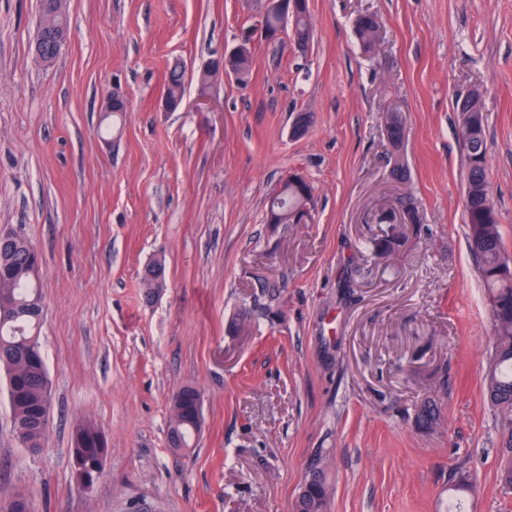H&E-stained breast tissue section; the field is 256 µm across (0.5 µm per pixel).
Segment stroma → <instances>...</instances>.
Segmentation results:
<instances>
[{
	"mask_svg": "<svg viewBox=\"0 0 512 512\" xmlns=\"http://www.w3.org/2000/svg\"><path fill=\"white\" fill-rule=\"evenodd\" d=\"M314 39L257 42L247 83L202 91L258 0H67L69 36L40 63V0H0V232L42 256L40 341L52 380L43 448L20 447L0 380V512H292L328 458L330 512H512L500 417L484 399L490 319L467 246L455 100L479 90L500 233L512 254V0H309ZM380 25L361 51L357 16ZM183 74V105L162 89ZM119 89L128 109L104 115ZM408 183L390 177L389 112ZM305 134L294 137L298 114ZM303 224L272 225L289 175ZM412 192L419 224H376ZM165 265L147 297L144 267ZM278 314L253 309L259 278ZM203 394L192 453L168 445L172 395ZM110 452L72 480L80 418ZM164 88L167 91L163 93L161 99L164 109L169 112H174L180 109L183 103V98H173L169 95L177 96L184 94L181 75L174 71L170 75ZM314 210L313 187L306 180L295 185L286 179L270 199L266 223L301 224Z\"/></svg>",
	"mask_w": 512,
	"mask_h": 512,
	"instance_id": "35a3bbf8",
	"label": "stroma"
}]
</instances>
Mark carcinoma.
Instances as JSON below:
<instances>
[{"mask_svg":"<svg viewBox=\"0 0 512 512\" xmlns=\"http://www.w3.org/2000/svg\"><path fill=\"white\" fill-rule=\"evenodd\" d=\"M365 52L379 41L380 25L373 14L359 16L354 25ZM299 43L306 46L312 38L309 12L302 10L294 19ZM474 107L471 112L456 108L457 123L464 151V211L469 227L468 250L477 264L489 310L493 350L489 363L487 399L503 417L507 454L501 461V479L512 486V256L504 247L499 230V214L488 177L486 117L481 95L473 90L465 95ZM477 131L468 135L472 122ZM387 140L395 156L391 176L408 178V170L398 158L405 138L400 113H390ZM314 210L313 187L284 181L270 199L266 223L300 224ZM36 246L23 235L0 239V373L6 380L8 401L13 414V433L25 448L36 451L43 446L49 425L52 382L47 370L38 328L42 316L40 258ZM149 290L165 284V266L150 264L144 274ZM265 302L262 312L270 314L278 305L279 289L274 282L263 281ZM203 397L190 385L182 387L170 400L168 442L173 451L190 453L196 448L203 423ZM110 451L105 435L90 421L79 422L73 430L70 455L74 482L80 488L95 474L87 467ZM326 460L311 469L293 504V512H328L330 488L325 478Z\"/></svg>","mask_w":512,"mask_h":512,"instance_id":"cac0c4a2","label":"carcinoma"}]
</instances>
